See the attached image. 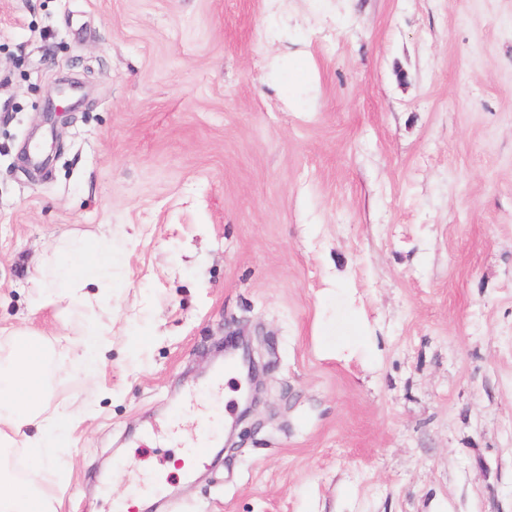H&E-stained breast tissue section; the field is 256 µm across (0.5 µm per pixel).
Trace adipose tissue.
Masks as SVG:
<instances>
[{
	"label": "adipose tissue",
	"instance_id": "obj_1",
	"mask_svg": "<svg viewBox=\"0 0 512 512\" xmlns=\"http://www.w3.org/2000/svg\"><path fill=\"white\" fill-rule=\"evenodd\" d=\"M113 256L111 236H63L29 274L33 306L102 302L112 279ZM103 329L99 322L81 338L65 335L53 343L28 331L11 334L0 354V512H58L53 469L41 451L67 447L76 417L91 414L97 393L95 387L87 388L79 412L50 409L48 364L65 357L77 374L93 379L110 351ZM17 448L34 458L20 478L8 466V455Z\"/></svg>",
	"mask_w": 512,
	"mask_h": 512
}]
</instances>
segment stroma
Instances as JSON below:
<instances>
[{"label": "stroma", "instance_id": "stroma-1", "mask_svg": "<svg viewBox=\"0 0 512 512\" xmlns=\"http://www.w3.org/2000/svg\"><path fill=\"white\" fill-rule=\"evenodd\" d=\"M62 76L87 99L36 170ZM106 231L59 512H512V0H0V346L85 330L28 271ZM339 288L366 333L333 354ZM238 334L267 366L244 419L208 388ZM49 385L85 397L68 360Z\"/></svg>", "mask_w": 512, "mask_h": 512}]
</instances>
